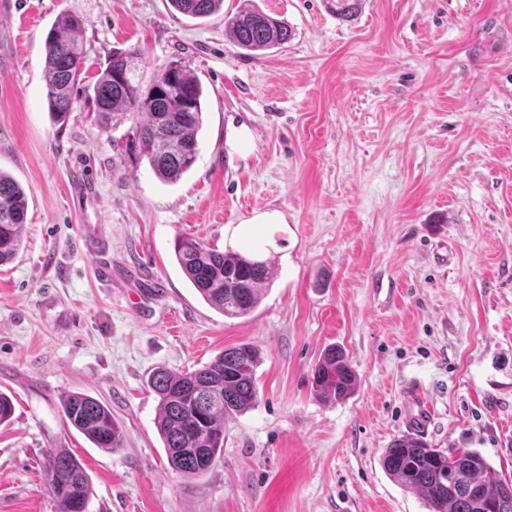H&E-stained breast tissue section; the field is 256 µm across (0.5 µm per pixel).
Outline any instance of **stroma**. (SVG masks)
Returning <instances> with one entry per match:
<instances>
[{"label": "stroma", "instance_id": "obj_1", "mask_svg": "<svg viewBox=\"0 0 512 512\" xmlns=\"http://www.w3.org/2000/svg\"><path fill=\"white\" fill-rule=\"evenodd\" d=\"M0 12V170L28 195L0 265V512H54L53 449L84 464L88 512H427L381 466L406 434L404 389L430 407L432 447L481 452L512 478V0H224L191 19L167 0H10ZM258 7L294 32L254 55L224 29ZM84 20L87 58L65 125L47 108L45 39ZM144 76L177 62L203 87L197 160L178 183L103 133L86 101L113 51ZM272 213L276 223H256ZM270 260L258 307L210 308L174 255L179 236ZM259 348L258 402L224 423L202 478L173 471L148 386L224 349ZM357 374L325 403L329 345ZM109 405L107 453L61 398ZM356 373L345 351L336 345L327 347L313 369L311 388L323 401H339L352 393Z\"/></svg>", "mask_w": 512, "mask_h": 512}]
</instances>
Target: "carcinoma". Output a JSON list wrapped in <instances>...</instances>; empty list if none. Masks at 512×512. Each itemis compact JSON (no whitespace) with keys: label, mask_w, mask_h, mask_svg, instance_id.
I'll return each mask as SVG.
<instances>
[{"label":"carcinoma","mask_w":512,"mask_h":512,"mask_svg":"<svg viewBox=\"0 0 512 512\" xmlns=\"http://www.w3.org/2000/svg\"><path fill=\"white\" fill-rule=\"evenodd\" d=\"M179 13L207 18L224 0H169ZM362 0H331L343 21L361 9ZM82 20L60 14L45 40L48 112L65 125L73 104V91L84 70L86 49ZM228 39L248 51L270 50L291 41L288 25L261 9H247L230 18ZM140 50L114 52L89 85L100 131L136 119L129 144L132 154L148 161L155 176L174 184L190 171L199 152L203 125V88L186 67L172 68L167 80L159 72L145 83L139 75ZM28 197L24 188L0 171V265L13 260L26 223ZM174 255L182 272L202 299L226 317L250 314L262 290L274 276L268 260L247 257L233 250L219 251L190 237L174 242ZM260 351L252 344L224 349L211 363L178 373L159 369L150 379L157 395L156 428L172 469L185 477H203L224 451V421L252 409L258 400L255 370ZM356 373L345 351L327 347L313 369L311 388L323 401H339L352 393ZM66 423L96 448L116 452L124 432L112 411L93 396L75 392L62 400ZM381 465L406 490L422 494L429 512H512V480L492 466L479 451L456 448L441 451L414 435H402L386 449ZM46 478L56 512H86L92 488L85 468L67 448L47 458Z\"/></svg>","instance_id":"carcinoma-1"}]
</instances>
